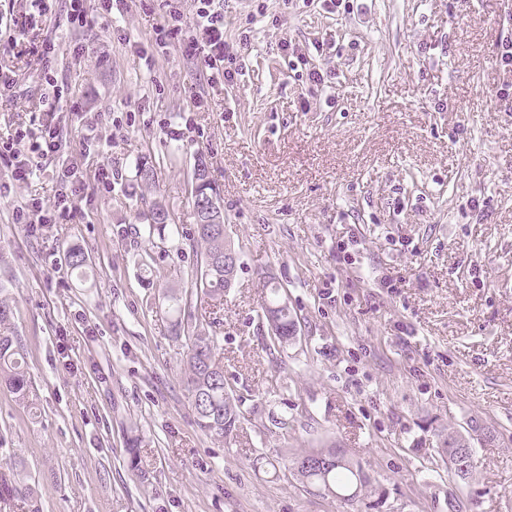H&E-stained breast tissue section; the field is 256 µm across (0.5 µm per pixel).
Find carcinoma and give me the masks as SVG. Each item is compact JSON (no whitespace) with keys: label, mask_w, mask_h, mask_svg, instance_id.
Here are the masks:
<instances>
[{"label":"carcinoma","mask_w":512,"mask_h":512,"mask_svg":"<svg viewBox=\"0 0 512 512\" xmlns=\"http://www.w3.org/2000/svg\"><path fill=\"white\" fill-rule=\"evenodd\" d=\"M148 237L177 234L179 229L153 218L144 227ZM190 246L199 255L200 265L196 270L195 288L212 301L224 298V247L228 242L224 237L212 231L209 224H194L193 233L186 236ZM171 308L179 314L173 322L176 338L187 346L186 370L187 385L191 405L195 412L196 425L205 434L226 438L241 423V414L236 400L224 379V367L216 358L217 337L202 331L193 324V314L186 311L190 304L183 302V296L175 291L168 293ZM13 311L9 303L0 299V388L12 394L15 401L29 404L30 377L22 359L21 348L17 346L15 327L12 322ZM298 321L290 308L281 310L278 336L270 337V345L285 348L294 343V333ZM300 457L289 460V466L297 476L307 483L336 495L337 498L351 502L368 488L369 481L361 468L346 459L338 465L324 469L311 467L297 470ZM24 469H12V480L0 476V494L20 495L32 500L36 490L26 483Z\"/></svg>","instance_id":"obj_1"}]
</instances>
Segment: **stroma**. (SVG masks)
Returning <instances> with one entry per match:
<instances>
[{
	"mask_svg": "<svg viewBox=\"0 0 512 512\" xmlns=\"http://www.w3.org/2000/svg\"><path fill=\"white\" fill-rule=\"evenodd\" d=\"M12 3L27 34L0 52L16 81L0 136L42 122L46 73L66 88L58 156L0 194V297L34 400L0 390V471L23 461L40 512H512V0H214L220 75L156 45L165 0H125L85 31L66 0L30 19ZM83 113L100 119L88 154ZM62 156L88 196L29 232L14 213L51 201ZM200 163L240 257L221 305L191 304L242 412L224 439L195 423L165 300L195 291L181 236ZM156 204L179 235H137ZM268 281L300 321L284 349L267 344ZM476 427L493 439L473 440L462 480L440 449ZM333 445L382 496L344 502L283 465Z\"/></svg>",
	"mask_w": 512,
	"mask_h": 512,
	"instance_id": "obj_1",
	"label": "stroma"
}]
</instances>
